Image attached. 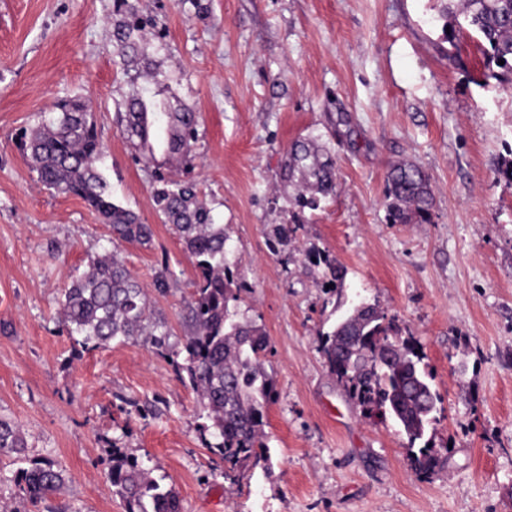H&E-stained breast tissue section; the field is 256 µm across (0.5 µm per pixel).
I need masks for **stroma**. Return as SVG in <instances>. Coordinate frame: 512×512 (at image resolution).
I'll list each match as a JSON object with an SVG mask.
<instances>
[{"label": "stroma", "instance_id": "stroma-1", "mask_svg": "<svg viewBox=\"0 0 512 512\" xmlns=\"http://www.w3.org/2000/svg\"><path fill=\"white\" fill-rule=\"evenodd\" d=\"M160 43L119 57L114 0H0V416L26 459L0 456L11 512H124L113 447L173 488L181 512H512V85L484 80L475 38L447 41L441 0H138ZM152 69L157 100L199 116L189 159H136L113 122L129 77ZM90 102L113 197L150 224L149 245L113 246L80 198L45 189L23 130L67 99ZM314 137L336 193L298 212L282 179L288 148ZM413 163L434 196L427 224L386 221V176ZM161 169L196 181L227 235L237 318L261 326L275 400L268 468L224 476L201 408L150 337L75 354L58 311L89 257L115 249L145 287L171 351L190 326L194 267L152 198ZM302 214L292 241L273 235ZM329 253L343 288L307 253ZM168 267L165 290L154 286ZM378 303L421 347L442 398L448 462L414 471L391 421L364 418L319 350L351 302ZM49 458L67 485L38 505L21 469Z\"/></svg>", "mask_w": 512, "mask_h": 512}]
</instances>
